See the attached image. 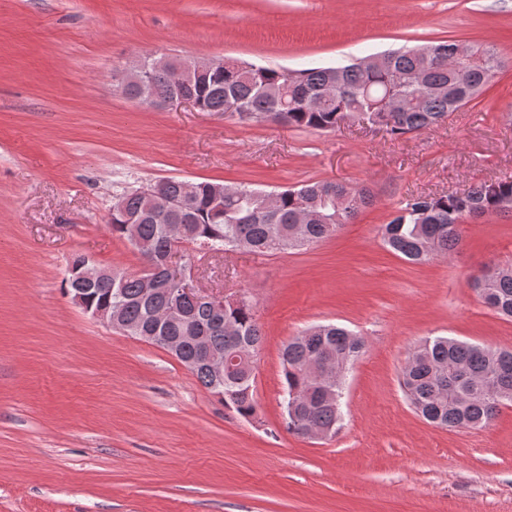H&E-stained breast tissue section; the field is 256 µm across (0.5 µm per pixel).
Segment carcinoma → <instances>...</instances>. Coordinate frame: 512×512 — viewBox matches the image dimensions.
I'll return each instance as SVG.
<instances>
[{"label": "carcinoma", "instance_id": "carcinoma-1", "mask_svg": "<svg viewBox=\"0 0 512 512\" xmlns=\"http://www.w3.org/2000/svg\"><path fill=\"white\" fill-rule=\"evenodd\" d=\"M436 54L422 61L419 49L390 52L388 66L374 70L357 63L342 67L310 68L289 75L271 67L250 65L247 71L227 67L198 78L188 91L210 112L224 110L233 98L266 121L297 128L332 131L358 113L382 123L388 134L404 136L430 129L477 97L501 69V59L490 44L463 46L455 40L434 44ZM180 90L164 72H154L143 87L127 86L121 92L140 102L163 99ZM164 192L178 202L165 218L158 219L144 191L127 192L119 199L123 211L109 217L112 232L134 247L143 263L160 267L171 251H184L187 267L194 266L192 250L207 243L227 251L236 241L246 250L265 254L300 249L328 239L353 220L373 198L363 189L343 183L316 181L281 191L267 192L247 185L240 193H224L214 201L219 184L162 180ZM512 200V181L483 182L464 197L441 195L406 200L381 228L384 244L412 263L455 250L461 239L460 224L468 207L482 214L502 211ZM120 287L106 282L91 288L94 306H120L127 321L149 326L164 310L165 299L143 296L137 275L118 274ZM473 288L495 313L512 318V267L489 269L472 279ZM188 322L170 327L157 345L178 343L180 362L197 360L191 372L224 406L242 417L256 413L253 393L255 367L238 364L224 368V385L215 383L210 370L199 361L200 347L182 341L202 336L204 342L229 357L260 348L262 332L250 303L224 306V326L216 325L204 306L187 305ZM366 342L334 324L318 325L284 345L281 353L285 380L287 429L305 437L309 427L334 435L342 423V376H314L304 366L316 359L345 361L352 367ZM414 359L402 370V386L414 408L425 420L444 428H483L502 405L512 403V351L437 336L413 351Z\"/></svg>", "mask_w": 512, "mask_h": 512}]
</instances>
